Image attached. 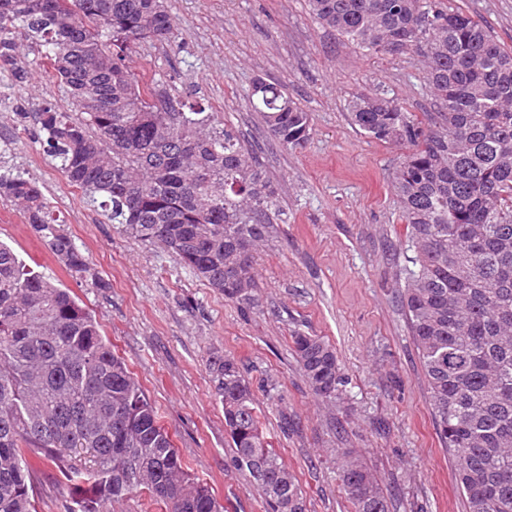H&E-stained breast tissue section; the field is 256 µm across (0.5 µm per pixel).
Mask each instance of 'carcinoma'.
<instances>
[{"label": "carcinoma", "instance_id": "1", "mask_svg": "<svg viewBox=\"0 0 512 512\" xmlns=\"http://www.w3.org/2000/svg\"><path fill=\"white\" fill-rule=\"evenodd\" d=\"M308 2L357 46L424 63L442 111L424 122L375 95L354 100L350 118L407 149L391 181L407 228L402 303L456 484L469 512H512V49L444 0ZM173 29L166 0H0V68L24 79L22 46L40 49L35 67L51 70L84 114H37L52 164L109 223L251 305L254 251L281 222L277 188L217 113L174 103L126 65L133 45L169 42ZM248 99L272 140L308 141L311 113L283 86L257 79ZM0 202L23 210L69 273L90 274L35 180L0 165ZM293 344L313 392L339 395L333 347L305 333ZM209 367L237 465L266 512H305L239 363L216 352ZM28 453L71 483L66 512H105L144 492L169 512H218L92 315L0 245V512H37ZM339 479L354 512H389L358 460H344Z\"/></svg>", "mask_w": 512, "mask_h": 512}]
</instances>
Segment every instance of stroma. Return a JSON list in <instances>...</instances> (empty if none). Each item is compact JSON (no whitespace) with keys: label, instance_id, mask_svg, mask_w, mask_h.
I'll return each mask as SVG.
<instances>
[{"label":"stroma","instance_id":"stroma-1","mask_svg":"<svg viewBox=\"0 0 512 512\" xmlns=\"http://www.w3.org/2000/svg\"><path fill=\"white\" fill-rule=\"evenodd\" d=\"M177 44L143 42L127 63L158 92L221 113L275 184L283 224L254 253L255 305L230 301L162 246L129 237L88 206L44 152L36 115L72 112L44 70L0 68V160L40 185L104 287L67 272L18 208L0 203V244L69 289L100 323L154 403L189 472L221 512H265L239 470L212 391L217 351L243 367L265 436L297 476L307 512H352L338 479L362 461L389 512H466L441 444L402 305L406 224L391 187L404 147L364 137L352 100L384 93L417 116L440 104L410 54L368 55L321 26L307 0H167ZM512 49V0H448ZM284 85L312 114L304 147L268 140L248 101L254 79ZM323 337L348 383L337 399L311 390L296 333ZM38 512H64L72 489L30 454Z\"/></svg>","mask_w":512,"mask_h":512}]
</instances>
